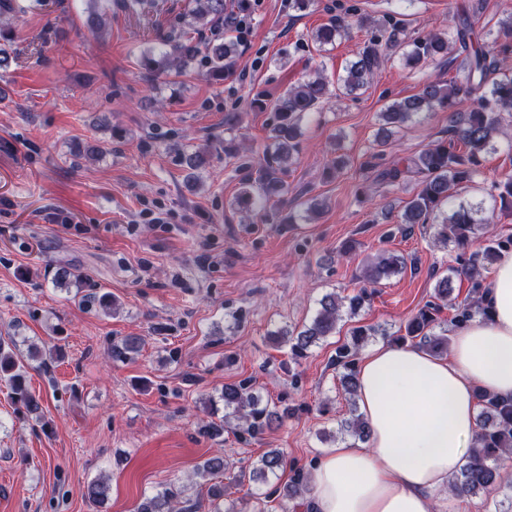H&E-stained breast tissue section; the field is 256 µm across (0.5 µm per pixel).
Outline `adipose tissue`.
Listing matches in <instances>:
<instances>
[{
	"label": "adipose tissue",
	"mask_w": 512,
	"mask_h": 512,
	"mask_svg": "<svg viewBox=\"0 0 512 512\" xmlns=\"http://www.w3.org/2000/svg\"><path fill=\"white\" fill-rule=\"evenodd\" d=\"M490 320L454 329L446 354L380 345L358 364L368 445L338 443L309 474L317 512H435L464 464L479 396L512 397V251L487 283Z\"/></svg>",
	"instance_id": "adipose-tissue-1"
}]
</instances>
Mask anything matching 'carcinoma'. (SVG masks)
<instances>
[{
  "instance_id": "carcinoma-1",
  "label": "carcinoma",
  "mask_w": 512,
  "mask_h": 512,
  "mask_svg": "<svg viewBox=\"0 0 512 512\" xmlns=\"http://www.w3.org/2000/svg\"><path fill=\"white\" fill-rule=\"evenodd\" d=\"M37 4L26 0H0V16L8 20L35 9ZM225 0H192L191 14L196 24L176 39L159 38L162 49L145 53L141 66L152 78L172 70L182 72L203 62L211 77L219 80L227 70L226 60L237 55V45L220 35L201 43L190 32L202 27L210 29L224 26ZM400 23L387 18L379 26L378 35L368 42L346 68L345 75L336 80V94H353L365 89L380 68L382 47L400 51L404 67L416 69L421 65L442 60L457 64L458 76L444 83L439 79L426 82L415 95L387 106L381 113L383 125L378 133V143L385 144L391 129L398 128L414 116L431 110L434 105H446L448 139L438 142L418 156L409 159L404 168L393 164L377 173L382 184L395 183L402 174L421 176L422 190L404 206L399 223L402 231H413L415 225H430L433 243L440 247L453 245L458 251V266L448 268V273L438 278L434 288V300L427 302L413 315L405 326V334L390 336L384 329L372 326H354L350 339L336 348L332 366L339 377L343 394L348 396L350 418L337 423L334 438L344 441L354 438L360 441L368 437L369 426L355 405L357 367L361 351L370 339L379 335L394 345L418 346L434 355L448 351V333L434 332L436 316L443 307L452 311L450 322L456 326L480 317L489 318L483 303L485 271L500 252L512 249V237H499L490 230L492 218L482 216V208L463 202L447 213L455 186L471 180L479 166L480 154L493 146L495 136L502 133L503 114L512 115V75L507 73L506 61L512 44L493 41L490 44L467 40L466 30L460 28L432 29L410 41L401 39ZM349 33L347 24L336 20L320 27L313 40L321 45H333ZM330 82L319 72L308 75L298 84L289 87L276 101L277 123L272 129L274 153L255 175L242 182L236 196V204L253 212L261 210L280 197L285 191L282 174L293 163L301 136V121L305 114L319 109L329 98ZM462 97L477 102L471 112L456 113L454 108ZM492 198L503 208L512 209V177L494 185ZM482 240L480 249L473 251L475 240ZM407 269V259L390 250L379 252L373 261L361 271L359 279L374 288L385 279L399 275ZM465 279L475 294L472 303L457 306L448 301L452 280ZM370 299L363 288L354 295L341 296L336 292L325 295L310 325L298 329L285 327L274 333L288 346L291 357L299 360L307 357L311 347L328 336L336 334L337 326L355 318ZM141 348V338L126 336L112 345V357L128 361L135 358ZM0 378L8 381L12 399L24 407L28 414L40 413L38 397L29 391L22 361L11 349L0 345ZM221 398L224 411L233 416L238 424L235 436L241 442L250 440L272 428L280 416L271 402L263 401L253 392L250 381L224 385ZM481 411L479 430L469 451L467 462L449 482L448 493L459 498L484 495L493 499L507 488L501 478V464L512 455V399H498L480 395ZM291 471L283 497L292 508L306 507L313 512L307 495L309 472L302 468L288 467L284 453L279 449L265 452L252 469L253 478L264 484L279 482L285 471ZM181 490L170 485L152 496L144 498L137 512H173L180 504ZM212 512H239L224 502V484L214 483L208 488ZM281 504V509L290 508Z\"/></svg>"
}]
</instances>
